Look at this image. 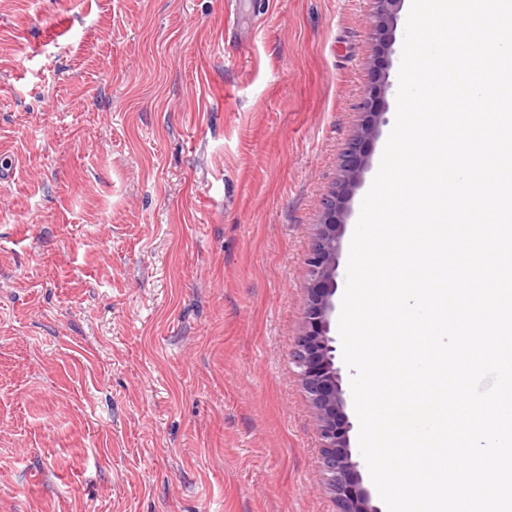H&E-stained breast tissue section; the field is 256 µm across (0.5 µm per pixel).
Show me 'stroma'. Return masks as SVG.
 <instances>
[{
	"instance_id": "stroma-1",
	"label": "stroma",
	"mask_w": 512,
	"mask_h": 512,
	"mask_svg": "<svg viewBox=\"0 0 512 512\" xmlns=\"http://www.w3.org/2000/svg\"><path fill=\"white\" fill-rule=\"evenodd\" d=\"M370 0H0V512H338L291 352L407 21ZM373 4V21L371 35L376 40L383 41L391 32L397 22L403 0H371Z\"/></svg>"
}]
</instances>
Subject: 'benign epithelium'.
I'll use <instances>...</instances> for the list:
<instances>
[{
    "mask_svg": "<svg viewBox=\"0 0 512 512\" xmlns=\"http://www.w3.org/2000/svg\"><path fill=\"white\" fill-rule=\"evenodd\" d=\"M371 2V35L383 41L397 22L403 0ZM378 99V91L374 90L361 103L365 118L346 148L336 190L325 201L326 220L306 258L310 286L306 312L308 332L298 338L292 352V358L300 369L303 388L317 411L323 468L339 512H381L372 504L371 494L363 485L360 462L350 448L352 424L343 418L345 391L341 369L335 364V338L330 336L333 297L337 289L340 230L345 226L349 202L369 165L363 145L374 138L380 126L386 123L387 105Z\"/></svg>",
    "mask_w": 512,
    "mask_h": 512,
    "instance_id": "obj_1",
    "label": "benign epithelium"
}]
</instances>
